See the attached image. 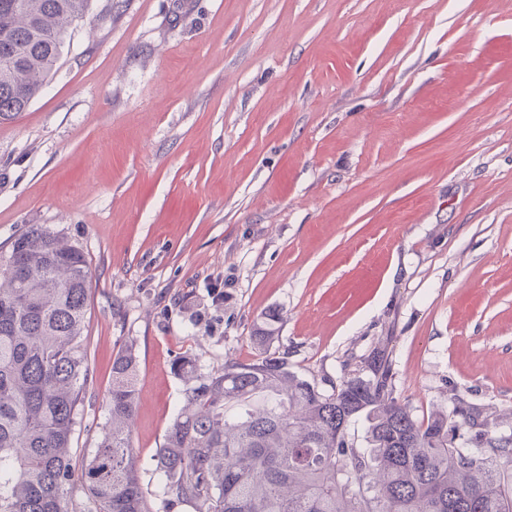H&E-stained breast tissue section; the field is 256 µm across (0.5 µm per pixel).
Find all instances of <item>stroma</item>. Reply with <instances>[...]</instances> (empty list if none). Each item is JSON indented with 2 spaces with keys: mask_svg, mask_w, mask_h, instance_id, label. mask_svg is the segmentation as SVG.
<instances>
[{
  "mask_svg": "<svg viewBox=\"0 0 512 512\" xmlns=\"http://www.w3.org/2000/svg\"><path fill=\"white\" fill-rule=\"evenodd\" d=\"M31 224L90 271L74 459L135 343L151 512H195L156 469L182 355L284 352L326 393L384 355L415 418L510 436L512 0H91L0 122V256Z\"/></svg>",
  "mask_w": 512,
  "mask_h": 512,
  "instance_id": "35a3bbf8",
  "label": "stroma"
}]
</instances>
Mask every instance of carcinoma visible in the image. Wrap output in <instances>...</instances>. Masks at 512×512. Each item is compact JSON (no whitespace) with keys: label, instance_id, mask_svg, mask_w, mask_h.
I'll return each instance as SVG.
<instances>
[{"label":"carcinoma","instance_id":"1","mask_svg":"<svg viewBox=\"0 0 512 512\" xmlns=\"http://www.w3.org/2000/svg\"><path fill=\"white\" fill-rule=\"evenodd\" d=\"M88 5L0 0V60L16 56L0 63V120L38 96ZM89 276L81 249L43 224L0 257V512H69ZM277 320L269 315L256 344L277 335ZM366 368L373 378L348 377L327 394L280 354L217 375L179 358L182 406L156 456L165 496L195 512H512V437L458 407L479 431L457 446L447 414L419 422L394 396L389 360ZM136 372L130 345L113 360L106 422L82 465L88 512H149L131 442ZM360 418L363 446L349 435Z\"/></svg>","mask_w":512,"mask_h":512}]
</instances>
